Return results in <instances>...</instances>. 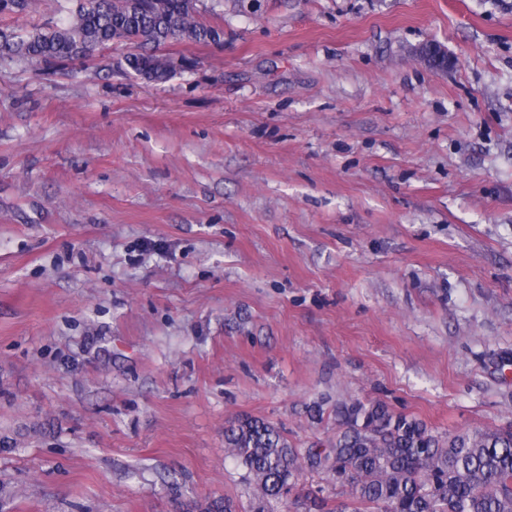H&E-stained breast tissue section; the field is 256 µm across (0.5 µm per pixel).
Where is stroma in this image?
Masks as SVG:
<instances>
[{
    "label": "stroma",
    "instance_id": "35a3bbf8",
    "mask_svg": "<svg viewBox=\"0 0 512 512\" xmlns=\"http://www.w3.org/2000/svg\"><path fill=\"white\" fill-rule=\"evenodd\" d=\"M201 20L164 83L134 43L0 62V512H248L244 416L301 449L354 399L512 422V0Z\"/></svg>",
    "mask_w": 512,
    "mask_h": 512
}]
</instances>
